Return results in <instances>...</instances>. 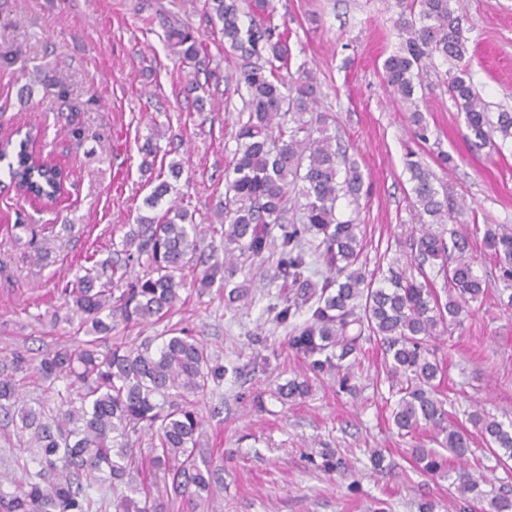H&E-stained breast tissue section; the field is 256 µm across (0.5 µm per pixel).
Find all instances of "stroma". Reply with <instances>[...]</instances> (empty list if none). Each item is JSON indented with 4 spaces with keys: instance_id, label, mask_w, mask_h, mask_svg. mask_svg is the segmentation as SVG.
Wrapping results in <instances>:
<instances>
[{
    "instance_id": "1",
    "label": "stroma",
    "mask_w": 512,
    "mask_h": 512,
    "mask_svg": "<svg viewBox=\"0 0 512 512\" xmlns=\"http://www.w3.org/2000/svg\"><path fill=\"white\" fill-rule=\"evenodd\" d=\"M275 24L290 33L293 65H306L318 82L330 131L356 160L370 191L347 205L360 226L359 263L381 277L388 268L414 272L410 240L413 196L404 167L414 145L405 107L393 100L382 64L399 48L394 0H272ZM202 0H0V129L37 126L45 154L71 171L68 194L55 209L0 192V359L17 350L37 358L60 344H76V325H51L53 290L75 275L88 255L107 258L124 225L150 215L144 200L157 166L180 163L170 196L208 225L224 198V170L235 148L242 101L231 74L241 58L224 50V37L201 10ZM473 27L464 59L490 105L512 107V0H464ZM191 26L210 61L199 71L170 53L167 26ZM429 124L417 146L427 164L451 153L455 168L442 184L463 197L477 224H512V143L481 149L464 139L463 118L445 87L426 90ZM158 147L155 169L142 168L145 140ZM32 225L35 246L18 241ZM476 274L487 283L462 329L439 340L449 419L464 423L482 408L512 421V308L505 283L481 236L470 239ZM277 252L244 257L234 284L247 300L226 306L224 292L182 301L159 323L118 326L126 341L186 328L206 341L227 372L198 402L206 428L200 467L217 484L208 512H448L449 482L419 471L414 445L431 447L429 432L401 437L384 395L375 386L382 350L365 341L357 354L356 394L339 391L329 375H315L305 355L288 345L312 303L297 299L290 322L274 306L295 299L279 278ZM307 383L297 399L278 397L289 381ZM471 455L449 458V471L467 466L490 487L512 489L505 473L470 431ZM383 464L374 467L372 455ZM340 461L325 470L324 458Z\"/></svg>"
}]
</instances>
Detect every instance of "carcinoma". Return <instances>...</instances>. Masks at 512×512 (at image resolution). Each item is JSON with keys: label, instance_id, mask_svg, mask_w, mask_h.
<instances>
[{"label": "carcinoma", "instance_id": "obj_1", "mask_svg": "<svg viewBox=\"0 0 512 512\" xmlns=\"http://www.w3.org/2000/svg\"><path fill=\"white\" fill-rule=\"evenodd\" d=\"M399 50L383 62L391 92L410 110L416 138L428 141V125L417 91L440 59L448 65L444 84L463 117L465 137L481 148L498 137L512 140V112L491 118L463 65L470 25L461 0H395ZM249 24L241 20L240 0H203L208 21L221 25L224 50L250 60L237 72V90L245 91L234 136L236 147L224 177L223 207L215 213L211 234L222 239L224 260L196 272L193 287L206 292L228 282L226 265L235 254L262 255L273 241L268 225L281 235L278 265L282 276L315 300L310 317L289 339L291 347L311 358L317 374L332 373L338 388L356 390L355 362L363 335L383 346L381 370L388 391L397 397L392 423L403 437L421 430L433 433L439 448L417 446L411 455L420 470L446 477L445 450L463 459L469 452L466 430L448 421L441 391L442 367L431 341L461 325L464 308L483 301L485 282L474 272L468 235L433 225L462 223L464 206L453 192H439L437 175L418 152L405 154L410 174L414 219L419 235L411 250L419 260L417 275L389 270L374 285L357 266L358 225L338 216L342 197L356 200L363 187L357 163L329 133L330 115L318 110L314 77L291 73L288 34L272 20L271 0H250ZM180 64L196 70L207 47L185 25L165 30ZM38 135L28 131L3 142L6 175L21 196L56 206L66 194L57 166L37 151ZM494 255L502 278L512 281V225H472ZM317 241L329 275L314 280L305 243ZM202 234L195 214L170 204L160 216L136 217L113 256L91 255L82 274L57 284L65 320L79 317V328L92 337L76 346L47 351L38 363L24 351L0 362V414L16 413L20 432L36 448L38 466L22 464L24 477L4 491L0 475V512H164L188 496L197 512L210 478L197 465L203 418L194 398L224 379V365L208 345L184 329L169 336L146 337L138 344L114 341V322L144 324L160 320L181 301L182 272L201 251ZM440 262L446 298L430 285L425 264ZM33 370L46 390L56 391L60 407L52 419L30 405H16V376ZM60 379L65 391L55 390ZM468 422L503 465L512 460V421L505 424L485 411L473 410ZM150 436L152 463L163 472L156 493L139 481L140 434ZM485 480L459 471L452 480L461 498L487 505L485 512H512V490H485Z\"/></svg>", "mask_w": 512, "mask_h": 512}]
</instances>
